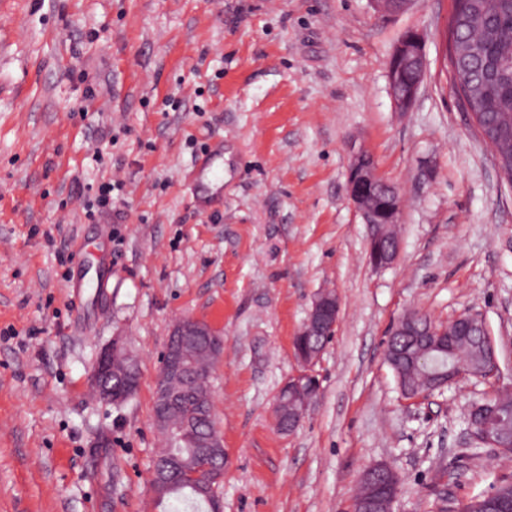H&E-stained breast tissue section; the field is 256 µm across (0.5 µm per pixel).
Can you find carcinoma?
Listing matches in <instances>:
<instances>
[{"mask_svg":"<svg viewBox=\"0 0 512 512\" xmlns=\"http://www.w3.org/2000/svg\"><path fill=\"white\" fill-rule=\"evenodd\" d=\"M452 38L449 62L458 97L467 101L478 117L503 177L512 184V0H459L452 18ZM442 346L448 353L436 350L404 361L390 354L389 367L404 385L421 389L424 378L436 376L457 361L473 369L480 363L481 344L474 336H450ZM482 403L499 407V416L490 421L491 430L512 437V395L499 393ZM219 485L217 481L213 489L200 491L177 481L157 502L162 509L174 500L195 512H214L221 508L216 492ZM460 512H512V478L470 497Z\"/></svg>","mask_w":512,"mask_h":512,"instance_id":"obj_1","label":"carcinoma"}]
</instances>
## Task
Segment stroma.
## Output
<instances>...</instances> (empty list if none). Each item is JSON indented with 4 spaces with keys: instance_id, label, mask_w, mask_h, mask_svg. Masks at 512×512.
<instances>
[{
    "instance_id": "1",
    "label": "stroma",
    "mask_w": 512,
    "mask_h": 512,
    "mask_svg": "<svg viewBox=\"0 0 512 512\" xmlns=\"http://www.w3.org/2000/svg\"><path fill=\"white\" fill-rule=\"evenodd\" d=\"M451 21L452 0L387 16L370 0H0V512H145L159 357L181 318L224 338V512H352L376 462L399 473L394 512L512 478V455L473 449L463 423L512 391V185L460 107ZM408 31L427 67L400 112L386 67ZM219 140L223 200L200 212L207 184L186 176ZM354 147L403 200L382 270L347 193ZM112 180L122 191L87 217ZM324 290L340 311L321 390L284 434L277 394ZM411 311L481 316L496 375L403 400L384 352ZM116 336L141 368L120 406L90 394Z\"/></svg>"
}]
</instances>
